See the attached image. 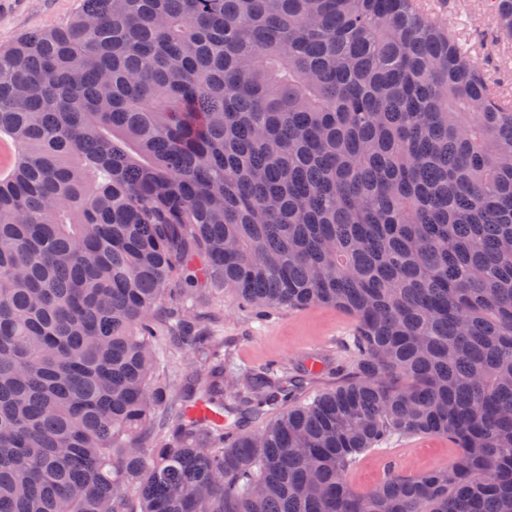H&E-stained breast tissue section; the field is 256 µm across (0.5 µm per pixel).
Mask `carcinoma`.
<instances>
[{"instance_id": "cac0c4a2", "label": "carcinoma", "mask_w": 512, "mask_h": 512, "mask_svg": "<svg viewBox=\"0 0 512 512\" xmlns=\"http://www.w3.org/2000/svg\"><path fill=\"white\" fill-rule=\"evenodd\" d=\"M486 84L419 0H82L1 46L0 512H512V105ZM196 257L258 316L350 314L341 380L240 377L194 289L168 308ZM228 399L267 420L188 415ZM418 434L459 452L349 487Z\"/></svg>"}]
</instances>
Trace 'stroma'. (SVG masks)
<instances>
[{
	"mask_svg": "<svg viewBox=\"0 0 512 512\" xmlns=\"http://www.w3.org/2000/svg\"><path fill=\"white\" fill-rule=\"evenodd\" d=\"M81 0H0V45L19 34L66 22ZM428 16L452 29L469 48L486 76L502 80L512 96V38L498 33L486 0H424ZM201 303L220 311L219 330L240 366L257 369L278 362L307 378L308 392L332 382V372L345 358L343 346L355 327L347 313L327 306L284 309L255 321L238 305L234 292L200 276L194 283ZM319 371H311V362ZM458 453L448 439L415 435L391 441L361 456L347 482L359 493L376 488L388 473L420 474L447 467Z\"/></svg>",
	"mask_w": 512,
	"mask_h": 512,
	"instance_id": "1",
	"label": "stroma"
}]
</instances>
